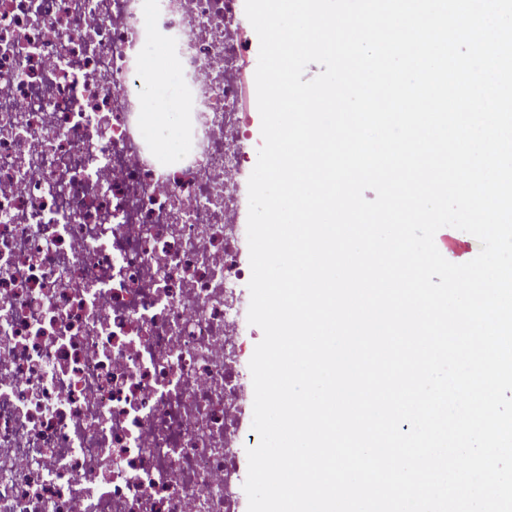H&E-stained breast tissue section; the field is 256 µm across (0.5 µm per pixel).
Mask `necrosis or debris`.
<instances>
[{
	"label": "necrosis or debris",
	"mask_w": 512,
	"mask_h": 512,
	"mask_svg": "<svg viewBox=\"0 0 512 512\" xmlns=\"http://www.w3.org/2000/svg\"><path fill=\"white\" fill-rule=\"evenodd\" d=\"M238 0H0V512H235ZM176 62L177 149L147 131Z\"/></svg>",
	"instance_id": "1"
}]
</instances>
